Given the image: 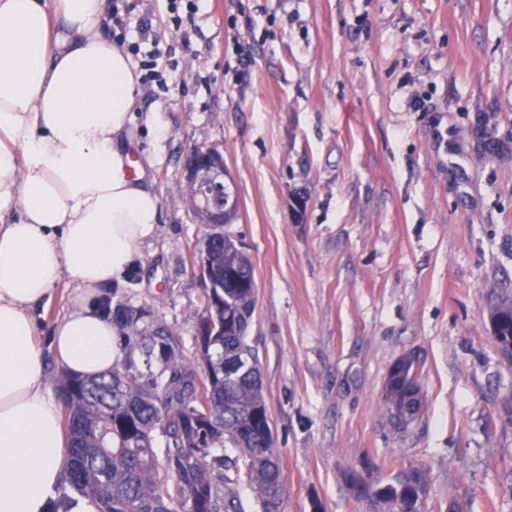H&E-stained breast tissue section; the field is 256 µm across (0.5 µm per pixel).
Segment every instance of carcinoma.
Returning a JSON list of instances; mask_svg holds the SVG:
<instances>
[{
    "instance_id": "cac0c4a2",
    "label": "carcinoma",
    "mask_w": 512,
    "mask_h": 512,
    "mask_svg": "<svg viewBox=\"0 0 512 512\" xmlns=\"http://www.w3.org/2000/svg\"><path fill=\"white\" fill-rule=\"evenodd\" d=\"M213 288L205 290L197 344L205 377L184 363L180 341L160 328L140 344L160 369L143 373L130 356L98 378L62 374L64 421L72 439V464L56 508L68 512L74 496L95 500L99 512H244L229 485L227 459L217 448L233 447L235 468L247 471L263 512H279L280 469L259 372L247 341L255 310V276L241 240L215 232L205 247ZM148 312L118 303L112 322L133 336ZM490 321L512 336V306L494 308ZM418 384V363L403 358L388 383L391 407L404 403V388ZM163 461H158V454ZM414 469L381 485L379 500L396 512H420Z\"/></svg>"
}]
</instances>
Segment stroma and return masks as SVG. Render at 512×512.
<instances>
[{
    "instance_id": "1",
    "label": "stroma",
    "mask_w": 512,
    "mask_h": 512,
    "mask_svg": "<svg viewBox=\"0 0 512 512\" xmlns=\"http://www.w3.org/2000/svg\"><path fill=\"white\" fill-rule=\"evenodd\" d=\"M134 4L129 40L149 24L176 61L130 125L161 224L97 307H146L142 334L169 329L199 365L204 229L179 188L187 152L217 149L255 271L280 512H392L350 476L410 469L421 512H512V354L489 321L512 304V0H201L178 30L167 0ZM409 353L423 410L403 430L385 385Z\"/></svg>"
}]
</instances>
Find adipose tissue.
<instances>
[{"label": "adipose tissue", "instance_id": "obj_1", "mask_svg": "<svg viewBox=\"0 0 512 512\" xmlns=\"http://www.w3.org/2000/svg\"><path fill=\"white\" fill-rule=\"evenodd\" d=\"M104 13V0H0V512H50L71 464L35 305L68 280L53 358L110 372L118 330L93 299L159 227V196L130 171L139 76Z\"/></svg>", "mask_w": 512, "mask_h": 512}]
</instances>
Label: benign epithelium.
<instances>
[{
    "mask_svg": "<svg viewBox=\"0 0 512 512\" xmlns=\"http://www.w3.org/2000/svg\"><path fill=\"white\" fill-rule=\"evenodd\" d=\"M224 161L211 150L189 151L184 160V181L202 198L198 223L206 229L222 228L235 208L236 198L226 182Z\"/></svg>",
    "mask_w": 512,
    "mask_h": 512,
    "instance_id": "1",
    "label": "benign epithelium"
}]
</instances>
